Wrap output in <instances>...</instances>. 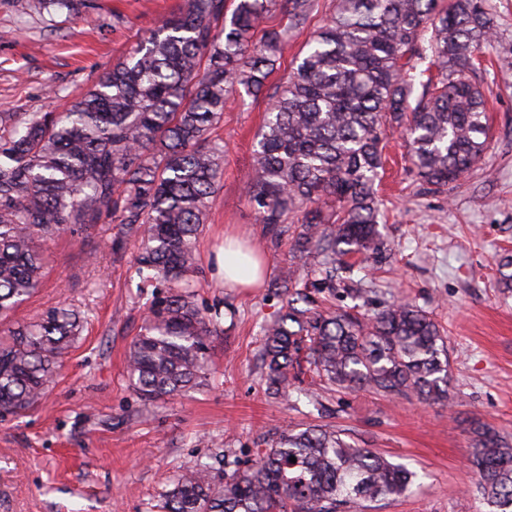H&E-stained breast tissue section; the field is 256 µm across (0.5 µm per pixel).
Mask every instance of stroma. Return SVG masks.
Returning a JSON list of instances; mask_svg holds the SVG:
<instances>
[{"instance_id": "obj_1", "label": "stroma", "mask_w": 512, "mask_h": 512, "mask_svg": "<svg viewBox=\"0 0 512 512\" xmlns=\"http://www.w3.org/2000/svg\"><path fill=\"white\" fill-rule=\"evenodd\" d=\"M182 0H88L84 17L32 0H0V113L62 112L131 51ZM494 16L476 81L490 103V147L473 171L439 193L410 173L404 136L387 135L376 188L382 264L355 260L352 278L370 288L364 311L406 300L440 325L447 341L450 399L424 402L363 390L284 402L261 381V328L282 306L272 284L292 263L291 232L271 237L244 195L266 95L229 105L212 133L225 144L224 177L197 243L198 302L225 313L210 343L211 373L187 395L145 402L129 386L126 354L144 323L146 289L134 272L136 246L113 253L117 224L48 241L49 272L10 316L25 323L66 305L86 317L83 332L40 405L0 417V512H162L160 495L198 458L225 466L253 457L254 443L287 426L330 425L349 443L384 454L418 478L401 496L366 512H488L470 454L474 426L512 439V294L497 263L512 252V0H488ZM228 232L245 234L267 260L251 288H228L214 256Z\"/></svg>"}]
</instances>
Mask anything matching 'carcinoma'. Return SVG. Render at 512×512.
Listing matches in <instances>:
<instances>
[{"mask_svg":"<svg viewBox=\"0 0 512 512\" xmlns=\"http://www.w3.org/2000/svg\"><path fill=\"white\" fill-rule=\"evenodd\" d=\"M317 0H183L72 107L0 113V322L40 287L41 243L110 218L112 251L139 242L138 278L152 286L128 353L143 401L202 384L223 315L199 306L196 240L219 188L224 145L212 140L227 105L267 92L245 196L276 237L295 225L293 253L318 267L386 251L374 189L388 129L404 127L416 178L436 191L469 173L489 147L474 60L491 41L487 0H335L285 81L269 88L288 32ZM285 25L268 26L275 13ZM512 293V255L498 262ZM286 305L262 327L263 384L289 400L305 381L448 400V348L434 319L409 301L371 317L320 309L333 279L288 269L274 284ZM66 306L0 336V415L42 398L82 334ZM470 448L490 512H512V442L485 426ZM296 462H291L290 457ZM416 474L325 426L255 442L230 471L198 461L162 493L164 512H338L397 496Z\"/></svg>","mask_w":512,"mask_h":512,"instance_id":"cac0c4a2","label":"carcinoma"}]
</instances>
